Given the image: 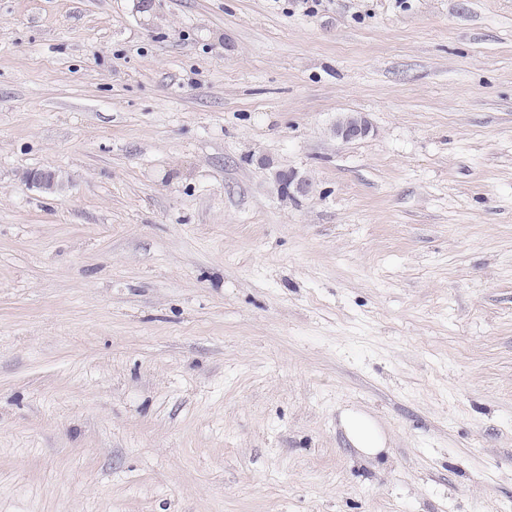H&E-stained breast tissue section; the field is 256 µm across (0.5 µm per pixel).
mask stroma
<instances>
[{
    "instance_id": "obj_1",
    "label": "stroma",
    "mask_w": 512,
    "mask_h": 512,
    "mask_svg": "<svg viewBox=\"0 0 512 512\" xmlns=\"http://www.w3.org/2000/svg\"><path fill=\"white\" fill-rule=\"evenodd\" d=\"M0 512H512V0H0ZM371 132V122L361 112H348L338 115L331 128L333 137L344 143L364 140ZM276 179L280 191L288 197H294L295 195L305 196L312 189L309 179L298 176L295 172L279 173ZM344 424L351 442L360 453L374 457L385 450L381 432L366 416L349 412L344 417Z\"/></svg>"
}]
</instances>
